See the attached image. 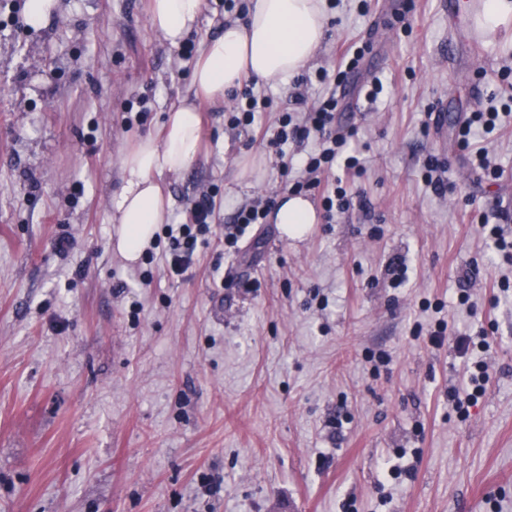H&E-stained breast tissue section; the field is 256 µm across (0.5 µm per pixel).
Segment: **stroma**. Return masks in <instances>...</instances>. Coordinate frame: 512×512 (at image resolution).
<instances>
[{
    "label": "stroma",
    "instance_id": "35a3bbf8",
    "mask_svg": "<svg viewBox=\"0 0 512 512\" xmlns=\"http://www.w3.org/2000/svg\"><path fill=\"white\" fill-rule=\"evenodd\" d=\"M27 5L0 0V512H512V294L498 287L512 265L481 229L512 236V115L478 142L500 179L458 136L479 104L512 100V44L476 36L470 10L449 19L448 0H339L299 76L357 130L350 207L329 215L308 193L304 239L268 219L226 249L235 210L298 172L231 125L232 100L203 105L197 159L159 179L173 223L213 202L173 277L166 236L133 266L112 250L121 158L187 93L183 51L246 12L204 0L174 47L149 0H57L38 29ZM429 157L443 192L423 178ZM473 268L468 312L456 294ZM456 336L490 344L464 419L448 396L466 362Z\"/></svg>",
    "mask_w": 512,
    "mask_h": 512
}]
</instances>
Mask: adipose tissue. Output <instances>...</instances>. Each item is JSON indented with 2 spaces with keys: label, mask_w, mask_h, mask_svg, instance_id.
Masks as SVG:
<instances>
[{
  "label": "adipose tissue",
  "mask_w": 512,
  "mask_h": 512,
  "mask_svg": "<svg viewBox=\"0 0 512 512\" xmlns=\"http://www.w3.org/2000/svg\"><path fill=\"white\" fill-rule=\"evenodd\" d=\"M203 0H150L149 20L173 46L200 17ZM475 31L486 40L512 36V0H471ZM326 0H252L246 22L225 21L218 37L204 42L196 61L193 94L169 109L161 139L139 140L121 160L123 183L112 197V248L136 264L151 246L169 210L158 181L178 174L195 159L201 140V101L224 98L243 78L285 81L316 56L326 36ZM290 239L317 223L311 202L282 195L273 213Z\"/></svg>",
  "instance_id": "1"
}]
</instances>
